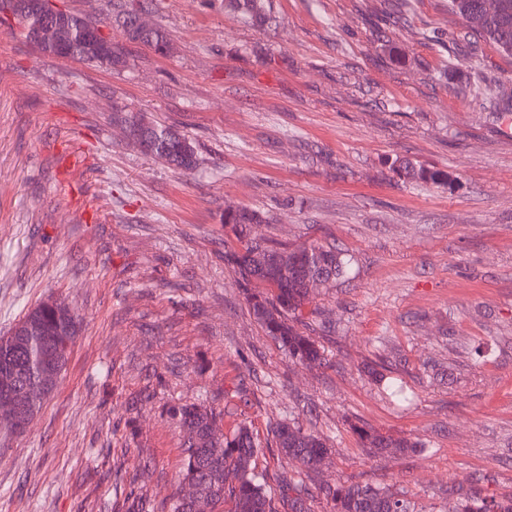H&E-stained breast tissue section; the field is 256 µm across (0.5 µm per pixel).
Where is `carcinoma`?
I'll use <instances>...</instances> for the list:
<instances>
[{
    "label": "carcinoma",
    "instance_id": "cac0c4a2",
    "mask_svg": "<svg viewBox=\"0 0 512 512\" xmlns=\"http://www.w3.org/2000/svg\"><path fill=\"white\" fill-rule=\"evenodd\" d=\"M12 14L21 26L35 30L41 18L26 7V0H12ZM224 9L262 27L271 20V0H224ZM144 0H123L119 17L128 40L142 42L159 50L169 42L156 25L135 23V13H145ZM448 12L464 23L466 33L494 43L512 55V0H448ZM97 27L86 17L63 13L57 28L44 36L43 53L109 65L124 63L120 46H99L85 50L82 32ZM113 121L128 128L139 143L153 146L150 155L182 171L196 168L197 149L191 138L172 126L149 120L141 114H117ZM402 180L425 187H449L454 177L443 169L424 167L409 158L391 162ZM261 212L245 207L224 212V224L237 245L224 250V262L232 269L253 317L283 347L291 359L304 365H320L323 351L309 334L301 331L303 309L311 303L309 283L321 285L341 277L348 266L345 254L335 246L321 243L290 246L251 236V226L266 224ZM80 332V322L70 315L65 302L49 299L28 310L7 336H0V390L20 388L27 394L21 415L0 412V425L18 431L20 424L38 413L52 393L51 381L65 370L71 346ZM170 416L183 432L181 483L198 488L209 512H311L309 493L302 483L283 475L278 493L266 489L262 475L255 471L254 458L260 445L252 432L241 425L233 433L216 434L217 415L205 403L174 407ZM362 447L372 454L401 453L417 443L395 438L364 426H353ZM270 447L291 461L314 470L328 454L324 439L291 421L276 423ZM329 512H422L401 494L371 483L321 487ZM126 512H196L193 504L175 495L158 507L147 495L130 491L125 496ZM450 512H512V498L497 500L467 496Z\"/></svg>",
    "mask_w": 512,
    "mask_h": 512
}]
</instances>
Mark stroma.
I'll return each instance as SVG.
<instances>
[{
	"instance_id": "stroma-1",
	"label": "stroma",
	"mask_w": 512,
	"mask_h": 512,
	"mask_svg": "<svg viewBox=\"0 0 512 512\" xmlns=\"http://www.w3.org/2000/svg\"><path fill=\"white\" fill-rule=\"evenodd\" d=\"M272 0L257 28L223 0H156L170 55L126 41L113 0H57L100 21L119 67L42 53L0 23V336L48 298L81 332L27 430H0V512H106L129 491L168 500L198 400L247 425L256 469L308 488L389 486L423 512L449 490L512 497V57L476 39L457 59L448 0ZM195 140L181 172L129 143L114 108ZM408 157L452 188L399 181ZM256 237L336 245L350 265L316 289V367L254 319L224 263V209ZM411 395L397 402L388 382ZM293 419L330 448L318 471L266 450ZM417 441L370 454L352 424Z\"/></svg>"
}]
</instances>
